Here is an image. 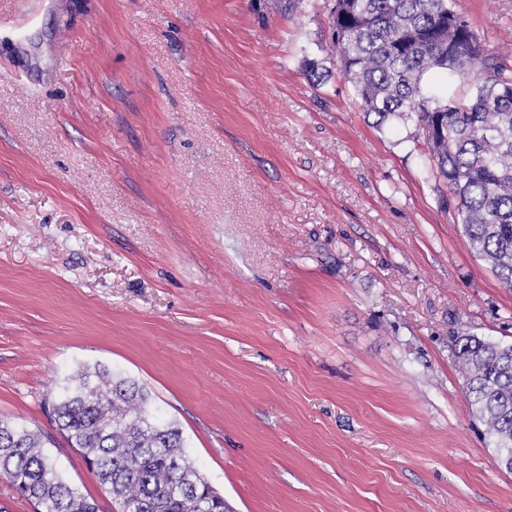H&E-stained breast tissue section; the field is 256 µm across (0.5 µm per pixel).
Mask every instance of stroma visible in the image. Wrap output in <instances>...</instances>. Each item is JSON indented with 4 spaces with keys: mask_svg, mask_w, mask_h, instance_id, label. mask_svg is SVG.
Instances as JSON below:
<instances>
[{
    "mask_svg": "<svg viewBox=\"0 0 512 512\" xmlns=\"http://www.w3.org/2000/svg\"><path fill=\"white\" fill-rule=\"evenodd\" d=\"M512 55V0H454ZM326 0H0V420L111 495L49 390L136 381L233 512H512L454 334L512 341L414 124L332 69Z\"/></svg>",
    "mask_w": 512,
    "mask_h": 512,
    "instance_id": "1",
    "label": "stroma"
}]
</instances>
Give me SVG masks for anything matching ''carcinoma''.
<instances>
[{"mask_svg":"<svg viewBox=\"0 0 512 512\" xmlns=\"http://www.w3.org/2000/svg\"><path fill=\"white\" fill-rule=\"evenodd\" d=\"M331 45L344 80L376 125L411 121L438 177L457 202L469 247L512 288V71L484 56L451 0H331ZM471 82L470 93L439 100L430 72ZM308 79L332 76L314 59ZM474 417L496 463L512 473V342L452 337ZM57 428L83 450L87 467L119 512H224L188 460L181 430L158 422L148 394L97 366L50 393ZM0 478L36 512H99L60 476L41 433L0 422Z\"/></svg>","mask_w":512,"mask_h":512,"instance_id":"1","label":"carcinoma"}]
</instances>
